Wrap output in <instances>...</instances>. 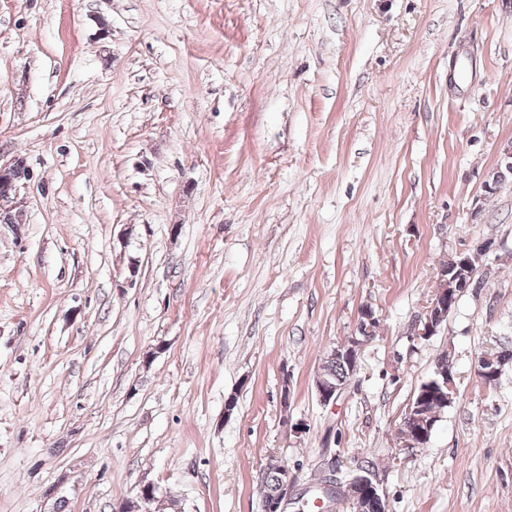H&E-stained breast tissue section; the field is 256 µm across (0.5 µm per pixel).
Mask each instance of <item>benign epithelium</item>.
Wrapping results in <instances>:
<instances>
[{"label": "benign epithelium", "mask_w": 512, "mask_h": 512, "mask_svg": "<svg viewBox=\"0 0 512 512\" xmlns=\"http://www.w3.org/2000/svg\"><path fill=\"white\" fill-rule=\"evenodd\" d=\"M0 182L8 183L12 191L5 198L4 211L9 212L19 204L20 184L14 176V165L0 163ZM484 252L479 250L474 256L460 255L454 266L440 274V285L437 289L424 318L419 321L416 335L422 339H428L435 335L451 314V308L459 298L468 290L476 274L475 262ZM375 317L372 308L366 306L360 312L356 334L344 343L332 349L336 360L348 366H357L359 353L364 342L372 335ZM442 387L446 392L441 394L442 410L435 414L422 413L420 408H410L406 412L400 424L396 439L402 448H422L424 440L429 436L443 411L453 403L456 396V375L450 372L440 373ZM315 390L321 403L328 404L336 400L342 391V387L327 382L322 376L315 380ZM336 463H331L329 473L322 477V482L313 488L312 504L319 512H335L336 500L333 498L332 484L329 480L336 476ZM354 485V493L350 496L351 508L354 512H369L370 502L384 499L379 484L369 472H359L351 480ZM158 492V488L152 483L140 486L139 493L131 500L133 512H143L142 506L150 501V498Z\"/></svg>", "instance_id": "1"}]
</instances>
